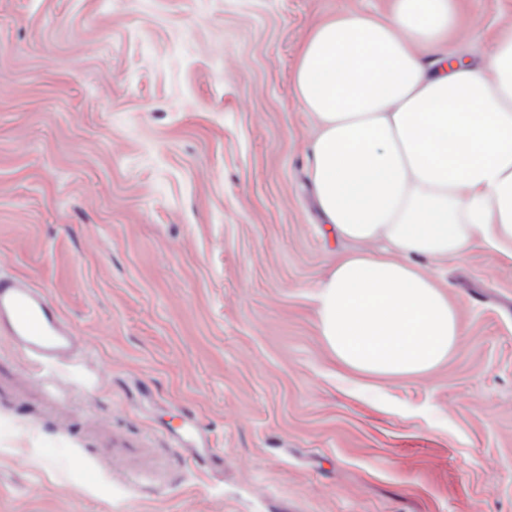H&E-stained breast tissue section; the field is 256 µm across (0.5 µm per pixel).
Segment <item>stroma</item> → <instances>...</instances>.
Masks as SVG:
<instances>
[{"label": "stroma", "mask_w": 512, "mask_h": 512, "mask_svg": "<svg viewBox=\"0 0 512 512\" xmlns=\"http://www.w3.org/2000/svg\"><path fill=\"white\" fill-rule=\"evenodd\" d=\"M387 4L0 0V272L90 344L44 373L0 337V512H512L511 261L418 258L463 329L426 376H351L319 329L352 245L292 73ZM509 27L467 0L455 49Z\"/></svg>", "instance_id": "1"}]
</instances>
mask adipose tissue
Listing matches in <instances>:
<instances>
[{
    "label": "adipose tissue",
    "mask_w": 512,
    "mask_h": 512,
    "mask_svg": "<svg viewBox=\"0 0 512 512\" xmlns=\"http://www.w3.org/2000/svg\"><path fill=\"white\" fill-rule=\"evenodd\" d=\"M458 0H393L338 12L308 36L293 74L315 118L309 176L325 223L357 243L317 294L337 364L426 375L462 334L415 257L512 260V29L480 63L456 59Z\"/></svg>",
    "instance_id": "1"
}]
</instances>
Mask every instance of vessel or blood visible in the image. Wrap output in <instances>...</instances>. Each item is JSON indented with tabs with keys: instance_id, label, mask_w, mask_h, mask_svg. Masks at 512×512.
I'll return each mask as SVG.
<instances>
[{
	"instance_id": "b4317fda",
	"label": "vessel or blood",
	"mask_w": 512,
	"mask_h": 512,
	"mask_svg": "<svg viewBox=\"0 0 512 512\" xmlns=\"http://www.w3.org/2000/svg\"><path fill=\"white\" fill-rule=\"evenodd\" d=\"M0 336L52 367L84 347L56 303L25 279L0 275Z\"/></svg>"
}]
</instances>
